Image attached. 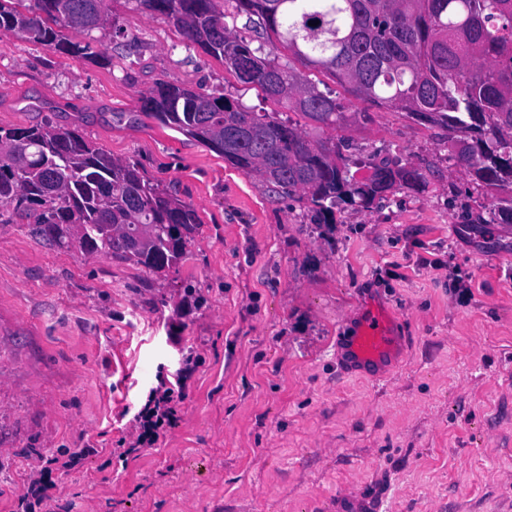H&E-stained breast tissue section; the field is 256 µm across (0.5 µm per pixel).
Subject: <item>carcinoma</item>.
Instances as JSON below:
<instances>
[{
    "mask_svg": "<svg viewBox=\"0 0 512 512\" xmlns=\"http://www.w3.org/2000/svg\"><path fill=\"white\" fill-rule=\"evenodd\" d=\"M111 0H0V29L96 66L111 57L90 34L112 25ZM166 17L188 47L220 58L247 88L299 117L255 112L226 96L163 81L145 114L306 202L318 223L340 200L365 208L414 189L419 169L383 158L358 177L338 162L344 105L295 63L324 73L356 99L448 131L450 159L477 185L506 191L484 224L512 223V0H135ZM246 17L237 35L226 18ZM73 29L87 35L74 40ZM288 50L279 60L277 46ZM333 132L315 140L310 132ZM26 222L56 244L110 253L163 272L201 224L195 208L117 160L76 128L0 127V224Z\"/></svg>",
    "mask_w": 512,
    "mask_h": 512,
    "instance_id": "obj_1",
    "label": "carcinoma"
}]
</instances>
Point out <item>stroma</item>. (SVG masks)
Segmentation results:
<instances>
[{
    "label": "stroma",
    "instance_id": "1",
    "mask_svg": "<svg viewBox=\"0 0 512 512\" xmlns=\"http://www.w3.org/2000/svg\"><path fill=\"white\" fill-rule=\"evenodd\" d=\"M108 67L0 29V126L75 127L197 210L163 273L0 224V512L27 454L96 446L52 472L51 512H323L367 489L379 512H512V224L497 194L448 159L447 131L330 84L348 163L390 157L422 174L317 224L198 141L142 113L155 82L277 111L221 60L186 49L159 14L112 0ZM439 268H432V261ZM393 310L407 343L389 374L344 370L362 302ZM197 366L182 420L156 447L109 453L159 376Z\"/></svg>",
    "mask_w": 512,
    "mask_h": 512
}]
</instances>
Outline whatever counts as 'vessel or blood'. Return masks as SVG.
Wrapping results in <instances>:
<instances>
[{
  "mask_svg": "<svg viewBox=\"0 0 512 512\" xmlns=\"http://www.w3.org/2000/svg\"><path fill=\"white\" fill-rule=\"evenodd\" d=\"M402 338L398 323L391 315L376 311L366 314L354 332L344 342L354 364L377 369L391 361ZM373 495L363 492L337 497L332 512H376Z\"/></svg>",
  "mask_w": 512,
  "mask_h": 512,
  "instance_id": "b4317fda",
  "label": "vessel or blood"
}]
</instances>
